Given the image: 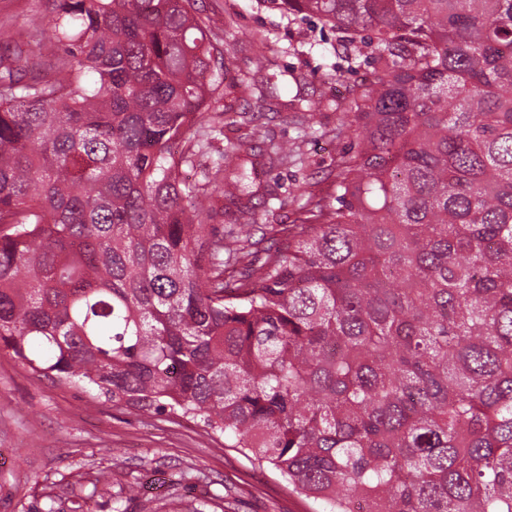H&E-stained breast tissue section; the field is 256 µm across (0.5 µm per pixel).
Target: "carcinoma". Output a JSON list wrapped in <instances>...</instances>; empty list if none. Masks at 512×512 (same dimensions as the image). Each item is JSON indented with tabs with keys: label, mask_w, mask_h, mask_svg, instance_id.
<instances>
[{
	"label": "carcinoma",
	"mask_w": 512,
	"mask_h": 512,
	"mask_svg": "<svg viewBox=\"0 0 512 512\" xmlns=\"http://www.w3.org/2000/svg\"><path fill=\"white\" fill-rule=\"evenodd\" d=\"M263 3L368 73L336 197L234 280L203 229L244 173L174 149L220 123L193 0H50L53 74L0 37V348L325 512H512V0Z\"/></svg>",
	"instance_id": "carcinoma-1"
}]
</instances>
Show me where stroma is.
<instances>
[{
  "label": "stroma",
  "mask_w": 512,
  "mask_h": 512,
  "mask_svg": "<svg viewBox=\"0 0 512 512\" xmlns=\"http://www.w3.org/2000/svg\"><path fill=\"white\" fill-rule=\"evenodd\" d=\"M211 43L223 62L209 109L221 113L222 132L212 134L203 164H212L230 143L254 134L252 198L221 200L205 228L228 234L252 225L255 250L276 245L283 226L298 223L308 196L334 194L336 160L353 151L356 138L335 105L363 68L344 57L335 30L309 17L287 18L260 0H198ZM0 30L25 43L43 66L55 61V42L45 0H0ZM320 100L310 122L299 128L298 111ZM288 143V159L269 163V144ZM152 467L165 487L130 503L129 512H187L205 500L212 512H323L274 469L258 466L225 447L196 420L167 412L117 406L96 391L51 384L0 350V512H40L46 496L70 512L69 489L92 494L93 512H112V495L94 492L100 472L114 487L127 486ZM194 469L195 487H171L180 471Z\"/></svg>",
  "instance_id": "stroma-1"
}]
</instances>
